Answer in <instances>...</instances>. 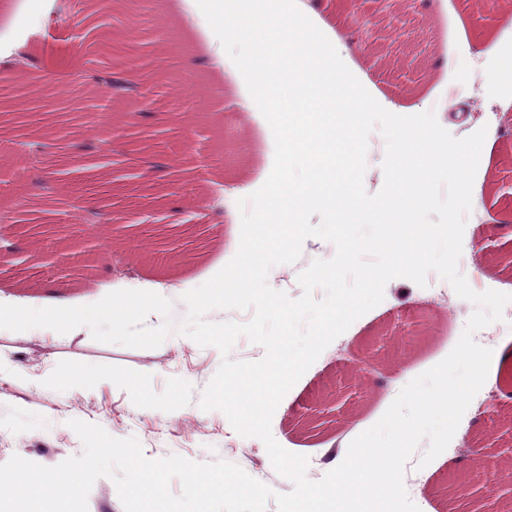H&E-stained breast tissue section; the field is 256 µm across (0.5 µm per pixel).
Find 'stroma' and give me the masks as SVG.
Instances as JSON below:
<instances>
[{"label": "stroma", "instance_id": "obj_1", "mask_svg": "<svg viewBox=\"0 0 512 512\" xmlns=\"http://www.w3.org/2000/svg\"><path fill=\"white\" fill-rule=\"evenodd\" d=\"M321 2L323 18L348 46L343 66L369 96L414 113L448 146H482L486 162L474 179L461 257L481 290L512 294V268L493 256L497 248L512 246V209L495 197L498 179L512 170V97L499 90L512 78V0ZM357 14L365 27L358 40L347 30ZM44 33L58 52L43 61L47 83L59 84L67 72L98 63L94 43L107 36L125 67L143 73L144 96L117 102L84 86L75 94V111L30 112L28 72L0 71V135L35 132L48 139L64 124L75 137L86 125L112 128L110 157L60 152L42 170L68 172L79 201L111 204L122 244L119 256L105 262L90 251L93 227L58 214L56 222L67 227L54 248L62 275L42 281L18 258L4 259L0 297L37 304L60 295L82 306L119 289L153 288L171 301L174 318L182 319L184 294L236 255L238 235L255 211L253 188L279 162L265 113L239 107L250 99L252 79L238 70L232 50L223 71L196 67V57L219 37L199 0H0V45ZM409 55L418 67L406 71L399 63ZM191 99L206 106L186 123L182 116ZM478 103L494 107V125L474 117ZM167 156L177 157L175 167L151 169V162ZM211 169L224 186L220 202L203 183ZM189 196L199 207L186 204ZM143 231L162 245L176 244L179 257L163 261L138 253L133 243ZM438 280L432 272L424 287L406 278L389 281L382 302L338 336L281 400L271 433L287 451L318 461L308 479L320 480L335 468L336 444L350 445L355 428L373 426L408 382L455 347L459 324L475 306L454 294L434 298L430 286ZM490 348L486 382L446 450L424 467L420 454L409 460L404 483L420 512H486L501 499L505 472L498 462L512 456V426L504 422L512 416V366L504 362L512 333L497 337ZM264 355L262 346L241 337L226 357L258 361ZM0 356L48 380L36 396L20 381L0 379V464L17 455L53 467L81 455L83 444L68 426L78 419L116 438H137L144 454L156 458L223 461L242 441L254 454L246 467L250 476L277 493L293 489L259 439H240L223 412L200 408L203 389L226 358L216 347L164 343L135 349L97 342L84 326L25 336L0 329ZM86 371L103 375V382L91 391L67 386L68 378ZM129 380L152 391L154 410L134 406ZM186 417L198 433L178 429ZM63 433L64 445L58 441Z\"/></svg>", "mask_w": 512, "mask_h": 512}]
</instances>
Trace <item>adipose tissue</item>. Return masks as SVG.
<instances>
[{
    "instance_id": "1",
    "label": "adipose tissue",
    "mask_w": 512,
    "mask_h": 512,
    "mask_svg": "<svg viewBox=\"0 0 512 512\" xmlns=\"http://www.w3.org/2000/svg\"><path fill=\"white\" fill-rule=\"evenodd\" d=\"M206 8L222 35L215 48L198 56V64L223 68L225 46L238 47L239 65L255 75L252 101L267 113L280 146L279 170L257 193L252 231L240 237L236 262L207 286V299L228 301L245 289L287 319L290 310L265 286V270L287 256L291 231L305 207L321 204L332 210L334 221L325 227L330 235L363 218L367 206L354 198L350 181L354 146L366 117L385 105L368 97L341 65L346 46L328 35V23L318 17L320 0H310L300 11L260 0H207ZM389 123L391 150L405 163L406 173L420 164L430 177L447 166V145L434 142L431 153H419V143L432 134L412 113L390 112ZM296 162L307 171L300 182L289 173Z\"/></svg>"
}]
</instances>
